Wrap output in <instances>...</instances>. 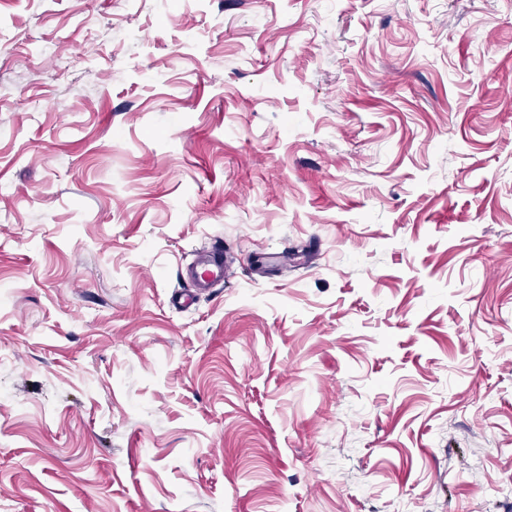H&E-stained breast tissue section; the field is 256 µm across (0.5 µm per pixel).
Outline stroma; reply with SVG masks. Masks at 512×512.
I'll return each mask as SVG.
<instances>
[{"label":"stroma","instance_id":"1","mask_svg":"<svg viewBox=\"0 0 512 512\" xmlns=\"http://www.w3.org/2000/svg\"><path fill=\"white\" fill-rule=\"evenodd\" d=\"M511 483L512 0H0V512ZM228 270L229 257L226 251L220 247L211 248L195 264L188 266L185 273H181L182 277L189 282L190 290L193 291L181 294L179 298L176 296L174 303L178 299L177 302L185 307L202 294H208L210 288L224 284Z\"/></svg>","mask_w":512,"mask_h":512}]
</instances>
